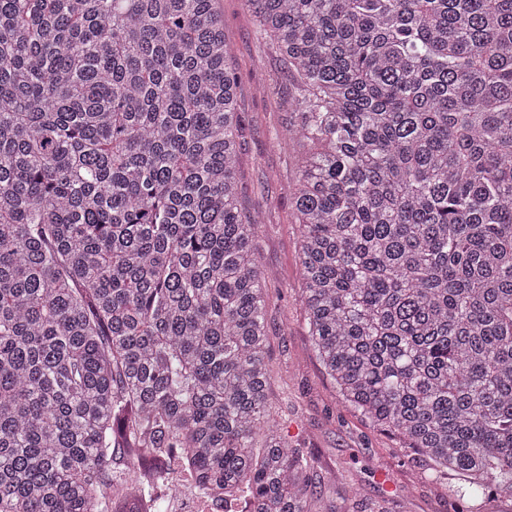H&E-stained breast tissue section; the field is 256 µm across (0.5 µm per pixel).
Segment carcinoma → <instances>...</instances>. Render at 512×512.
I'll use <instances>...</instances> for the list:
<instances>
[{
	"label": "carcinoma",
	"mask_w": 512,
	"mask_h": 512,
	"mask_svg": "<svg viewBox=\"0 0 512 512\" xmlns=\"http://www.w3.org/2000/svg\"><path fill=\"white\" fill-rule=\"evenodd\" d=\"M298 81L303 305L339 395L512 494V0H245ZM218 0H0V512H132L181 457L326 502L268 397Z\"/></svg>",
	"instance_id": "obj_1"
}]
</instances>
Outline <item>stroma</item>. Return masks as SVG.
Here are the masks:
<instances>
[{
	"label": "stroma",
	"instance_id": "obj_1",
	"mask_svg": "<svg viewBox=\"0 0 512 512\" xmlns=\"http://www.w3.org/2000/svg\"><path fill=\"white\" fill-rule=\"evenodd\" d=\"M229 65L239 82L238 197L265 217L256 248L273 278L269 305L270 398L282 432L333 479L343 512H512V497L460 494V479L429 477V463L373 426L337 395L313 350L301 303L294 192L299 152L286 140L296 83L243 0H218Z\"/></svg>",
	"mask_w": 512,
	"mask_h": 512
}]
</instances>
